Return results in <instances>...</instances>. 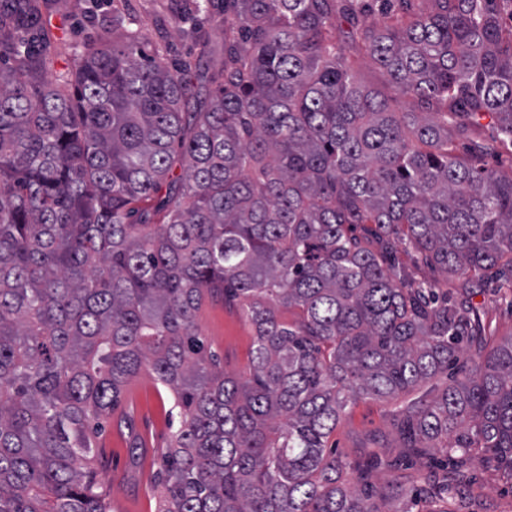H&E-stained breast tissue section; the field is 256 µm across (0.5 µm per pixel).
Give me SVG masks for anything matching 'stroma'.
<instances>
[{
  "label": "stroma",
  "instance_id": "1",
  "mask_svg": "<svg viewBox=\"0 0 512 512\" xmlns=\"http://www.w3.org/2000/svg\"><path fill=\"white\" fill-rule=\"evenodd\" d=\"M116 19L129 29L145 28L152 46L167 58L190 61L202 71L217 69L224 61V35L208 15L198 12L196 0H52L49 20L56 40L49 77L70 69L75 54L85 47L111 38ZM200 29L210 34L208 46H201L195 38ZM455 138L461 154L496 171H512V146L495 145L494 127L486 124L476 131H461ZM396 264L410 272L413 283L437 282L452 297L461 288H469L471 303L480 314L485 332L499 338L512 335V289L507 288L506 278L490 272L483 280L468 284L459 278L446 281L418 265L413 253L404 248L398 250ZM198 323L225 371L247 374L254 330L241 312L223 301L209 300ZM135 385L140 410L134 419L137 427L149 430L152 473L131 475L128 447L114 445L117 425L110 418L104 422V445L96 466L114 512H157L159 490L153 473L159 470L162 447L179 421L167 418L164 399L151 374L142 373ZM401 408L398 401L362 399L350 404L331 434L329 446L353 463L366 462L372 448L382 451L385 458H394L399 452L397 424ZM470 467L476 476L474 490L490 503L491 512H512V480L488 469L480 452L472 455Z\"/></svg>",
  "mask_w": 512,
  "mask_h": 512
}]
</instances>
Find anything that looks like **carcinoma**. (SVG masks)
Masks as SVG:
<instances>
[{"label": "carcinoma", "instance_id": "obj_1", "mask_svg": "<svg viewBox=\"0 0 512 512\" xmlns=\"http://www.w3.org/2000/svg\"><path fill=\"white\" fill-rule=\"evenodd\" d=\"M203 2L224 16L209 101L204 73L137 29L51 80L49 0H0V512H110L102 420L143 371L180 417L158 512H411L408 458L425 497L484 512L469 460L483 449L512 479V335L489 344L474 307L411 287L395 253L445 278L512 271V172L448 135L488 118L512 145L500 0L349 32L435 112H394L357 80L336 0ZM216 296L253 326L246 378L199 332ZM453 367L407 408L372 501L375 461L327 447L342 412Z\"/></svg>", "mask_w": 512, "mask_h": 512}]
</instances>
